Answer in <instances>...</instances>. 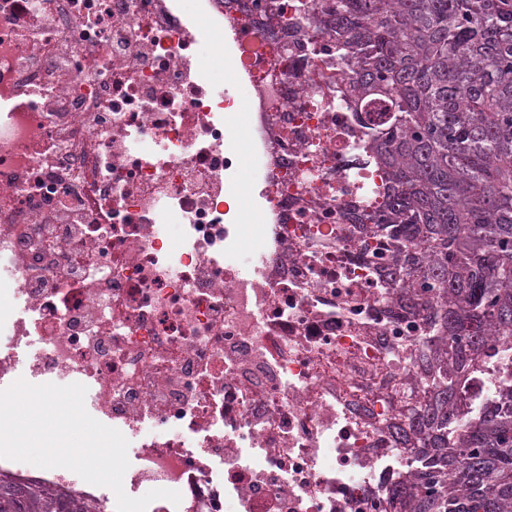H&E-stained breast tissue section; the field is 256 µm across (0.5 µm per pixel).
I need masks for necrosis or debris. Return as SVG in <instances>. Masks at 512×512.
I'll return each mask as SVG.
<instances>
[{
    "label": "necrosis or debris",
    "mask_w": 512,
    "mask_h": 512,
    "mask_svg": "<svg viewBox=\"0 0 512 512\" xmlns=\"http://www.w3.org/2000/svg\"><path fill=\"white\" fill-rule=\"evenodd\" d=\"M281 2L273 20L259 0H0V389L85 385L129 442L125 493L181 495L147 512H389L419 467L400 391L428 329L386 286L389 248L345 232L341 203L374 191L354 115L307 111L278 73L306 42ZM207 27L224 42L205 53ZM511 344L481 354L474 409ZM0 473L117 512L71 470Z\"/></svg>",
    "instance_id": "necrosis-or-debris-1"
}]
</instances>
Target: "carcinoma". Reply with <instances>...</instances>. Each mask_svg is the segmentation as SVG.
<instances>
[{"mask_svg":"<svg viewBox=\"0 0 512 512\" xmlns=\"http://www.w3.org/2000/svg\"><path fill=\"white\" fill-rule=\"evenodd\" d=\"M289 26L334 49L305 78L307 107L339 91L356 114L387 286L423 290L425 384L402 390L421 465L396 508L512 512V370L475 424L466 387L490 334L512 337V0H294ZM0 512L86 510L3 479Z\"/></svg>","mask_w":512,"mask_h":512,"instance_id":"obj_1","label":"carcinoma"}]
</instances>
